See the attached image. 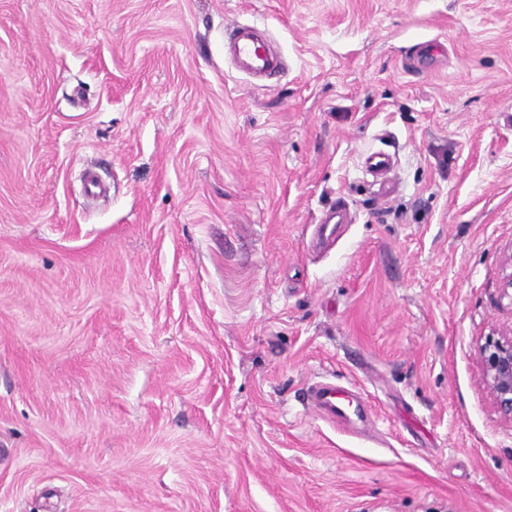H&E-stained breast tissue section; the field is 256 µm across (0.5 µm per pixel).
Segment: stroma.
Wrapping results in <instances>:
<instances>
[{
  "label": "stroma",
  "mask_w": 512,
  "mask_h": 512,
  "mask_svg": "<svg viewBox=\"0 0 512 512\" xmlns=\"http://www.w3.org/2000/svg\"><path fill=\"white\" fill-rule=\"evenodd\" d=\"M511 252L512 0H0V512H512ZM224 50L235 69L252 79H264L283 69L281 55L264 29L254 24L234 23L224 30ZM365 164L367 171L379 186V193L388 196L393 186L390 177L393 169L390 155L382 151L372 152L365 158ZM476 355L494 408L512 423V324L486 336ZM351 390L336 381H321L310 385L306 391V404L320 418L332 425L345 426L352 415L363 409L361 402L348 400Z\"/></svg>",
  "instance_id": "1"
}]
</instances>
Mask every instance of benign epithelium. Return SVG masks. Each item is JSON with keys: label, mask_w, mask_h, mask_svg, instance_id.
Returning <instances> with one entry per match:
<instances>
[{"label": "benign epithelium", "mask_w": 512, "mask_h": 512, "mask_svg": "<svg viewBox=\"0 0 512 512\" xmlns=\"http://www.w3.org/2000/svg\"><path fill=\"white\" fill-rule=\"evenodd\" d=\"M476 355L494 408L512 423V324L485 337Z\"/></svg>", "instance_id": "7a95c632"}]
</instances>
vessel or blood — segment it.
I'll list each match as a JSON object with an SVG mask.
<instances>
[{
	"mask_svg": "<svg viewBox=\"0 0 512 512\" xmlns=\"http://www.w3.org/2000/svg\"><path fill=\"white\" fill-rule=\"evenodd\" d=\"M225 33L224 50L237 71L256 80L281 72L282 57L271 45L264 29L254 24L235 23L227 26ZM365 164L380 194L389 195L393 186L390 155L382 151L372 152L366 157ZM349 395V389L336 382L321 381L308 387L306 404L328 423L343 426L361 409Z\"/></svg>",
	"mask_w": 512,
	"mask_h": 512,
	"instance_id": "obj_1",
	"label": "vessel or blood"
}]
</instances>
